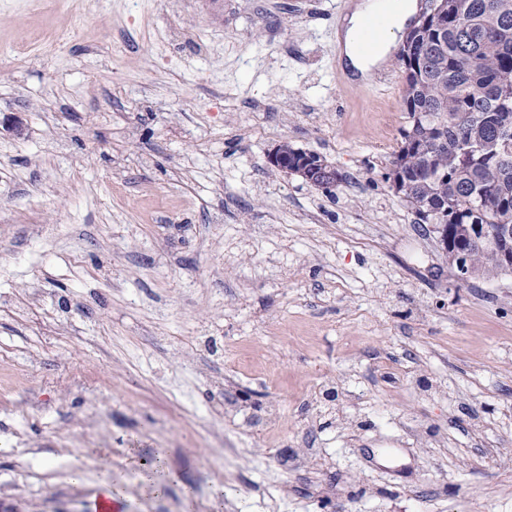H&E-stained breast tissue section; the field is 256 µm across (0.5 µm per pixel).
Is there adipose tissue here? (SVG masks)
Returning <instances> with one entry per match:
<instances>
[{
    "label": "adipose tissue",
    "mask_w": 512,
    "mask_h": 512,
    "mask_svg": "<svg viewBox=\"0 0 512 512\" xmlns=\"http://www.w3.org/2000/svg\"><path fill=\"white\" fill-rule=\"evenodd\" d=\"M386 0H361L360 4L354 5L346 13L336 31L338 43L343 48V53L348 65L359 73H366L371 67L383 63L389 52L398 41L399 34H402L409 19L416 12L415 0H404L403 5L393 15L384 37L379 43L377 52L370 57L362 56L357 50V32L362 24L363 17L371 11L385 9Z\"/></svg>",
    "instance_id": "ef3b65f1"
}]
</instances>
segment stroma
Masks as SVG:
<instances>
[{
    "instance_id": "1",
    "label": "stroma",
    "mask_w": 512,
    "mask_h": 512,
    "mask_svg": "<svg viewBox=\"0 0 512 512\" xmlns=\"http://www.w3.org/2000/svg\"><path fill=\"white\" fill-rule=\"evenodd\" d=\"M351 3L0 0L6 512L106 470L126 512H512V276L386 181L404 68L341 74ZM281 146H282V151L284 152V154L286 156H288V160L284 159L283 152L280 149V144H277L268 153V158H269L270 164L273 167H275L281 171H284L286 173L297 174L296 172L292 171L289 168H292L293 163L294 162L297 163L299 160L303 159V157H305V155L299 154V153H301V150L294 149V147L287 142H283L281 144ZM288 163H290L289 166H288ZM302 153L309 155V157L305 158L307 162L305 164H302V166L307 164L310 165V168L307 170L308 173L310 171H313V174H317V177L326 179L327 182L335 180L337 182L339 180L338 172L325 158L315 153H307L304 151H302ZM306 179L308 180L310 185L318 188L328 189L336 184V182H334L333 184L330 185H324L313 178H309V175H307Z\"/></svg>"
}]
</instances>
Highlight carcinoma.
<instances>
[{"mask_svg": "<svg viewBox=\"0 0 512 512\" xmlns=\"http://www.w3.org/2000/svg\"><path fill=\"white\" fill-rule=\"evenodd\" d=\"M408 125L391 171L417 216L448 225L445 252L473 257L472 273L512 274L497 257L500 229L512 227V0H445L436 19L406 35ZM288 163L306 159L330 182L336 169L282 143ZM486 226L479 236L474 225Z\"/></svg>", "mask_w": 512, "mask_h": 512, "instance_id": "1", "label": "carcinoma"}]
</instances>
